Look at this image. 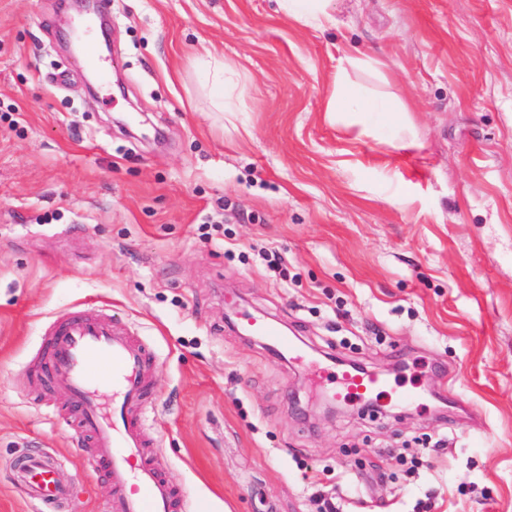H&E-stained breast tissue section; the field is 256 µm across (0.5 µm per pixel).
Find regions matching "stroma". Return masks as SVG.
Returning a JSON list of instances; mask_svg holds the SVG:
<instances>
[{
	"instance_id": "stroma-1",
	"label": "stroma",
	"mask_w": 512,
	"mask_h": 512,
	"mask_svg": "<svg viewBox=\"0 0 512 512\" xmlns=\"http://www.w3.org/2000/svg\"><path fill=\"white\" fill-rule=\"evenodd\" d=\"M275 8L111 0L90 88L76 0H0V512H35L34 445L78 483L55 512L108 508L64 391L34 383L77 309L150 352L182 512H512V0H333L323 31ZM347 57L399 129L326 119ZM341 361L387 387L330 398L312 376ZM202 69L205 72L203 88L212 107L219 112H227L224 99L230 96L233 90L225 81L228 64L222 60L206 59L202 62Z\"/></svg>"
}]
</instances>
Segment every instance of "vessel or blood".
Segmentation results:
<instances>
[{"label": "vessel or blood", "mask_w": 512, "mask_h": 512, "mask_svg": "<svg viewBox=\"0 0 512 512\" xmlns=\"http://www.w3.org/2000/svg\"><path fill=\"white\" fill-rule=\"evenodd\" d=\"M43 387L61 385L80 429L113 489L108 512H177L181 491L150 450L139 410L148 401L153 362L129 333L98 311L77 313L54 329ZM381 386L376 373L343 366L336 392L359 400ZM17 478L41 510L67 502L72 484L47 454L27 453Z\"/></svg>", "instance_id": "vessel-or-blood-1"}]
</instances>
